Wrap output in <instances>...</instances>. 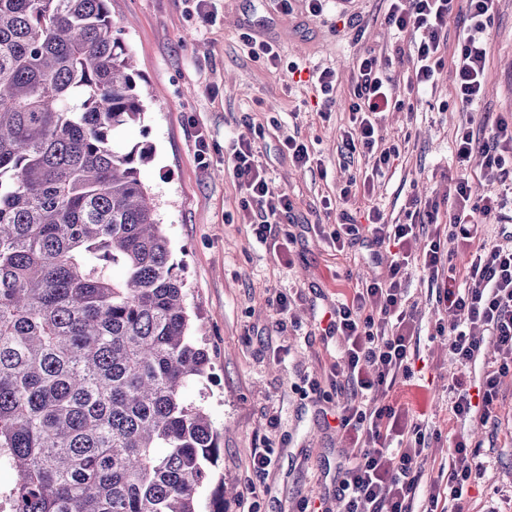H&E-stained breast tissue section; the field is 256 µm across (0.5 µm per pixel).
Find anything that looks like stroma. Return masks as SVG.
Listing matches in <instances>:
<instances>
[{
	"instance_id": "1",
	"label": "stroma",
	"mask_w": 512,
	"mask_h": 512,
	"mask_svg": "<svg viewBox=\"0 0 512 512\" xmlns=\"http://www.w3.org/2000/svg\"><path fill=\"white\" fill-rule=\"evenodd\" d=\"M290 4L285 13L278 0H209L211 20L204 23L193 0H109L145 106L141 122L115 130L114 143L123 150L137 143L153 149L140 179L185 283L192 332L210 358L205 376L186 395L202 402L219 434L212 484L238 491L225 500L224 512H300L316 496L325 512H338L336 461L353 450L323 418L340 395L336 342L320 321L337 294L386 278L389 270L361 249L338 253L319 229L373 206L388 223H420L416 200L453 211L459 172L452 142L471 114L455 102L452 67L423 94L411 91L413 46L387 24L388 0H354L345 14L336 0H324L316 16L306 0ZM254 41L275 43L277 64L254 57ZM487 49L484 92L474 110L480 116L474 130L483 140L498 118L512 117V0H496ZM366 53L386 65L393 98L407 105L380 118L379 134L399 156L371 180L365 177L371 159L350 154L342 142L354 99L353 63ZM324 69L337 78L330 104L314 80ZM200 134L208 143L203 162ZM238 137L252 142L272 189L293 201L264 244L242 222L243 193L224 163ZM289 137L308 146L307 167L289 161ZM406 286L422 320L418 373L387 400L423 413L438 433L425 478L437 477L449 438L465 437L479 452L466 512H512V376L501 382L494 420L483 426L450 421L448 403L461 372L432 335L436 288L415 268ZM278 292L290 302L284 316L268 304ZM263 450L271 464L262 472L253 457Z\"/></svg>"
}]
</instances>
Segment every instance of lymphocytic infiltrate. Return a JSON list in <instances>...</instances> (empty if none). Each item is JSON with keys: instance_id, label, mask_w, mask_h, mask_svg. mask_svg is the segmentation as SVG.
<instances>
[{"instance_id": "lymphocytic-infiltrate-1", "label": "lymphocytic infiltrate", "mask_w": 512, "mask_h": 512, "mask_svg": "<svg viewBox=\"0 0 512 512\" xmlns=\"http://www.w3.org/2000/svg\"><path fill=\"white\" fill-rule=\"evenodd\" d=\"M456 2L389 0L386 21L413 43L412 92H423L449 63L455 72L456 99L468 109L478 104L483 92L494 0H466L468 24L452 46L448 18ZM354 69L352 126L344 143L350 152L374 155L373 167L379 170L399 151L393 147L376 151L378 116L403 108L404 103L393 98L391 78L376 56L356 58ZM453 154L460 171L454 183L453 223H443L434 202L428 205L423 224L388 223L373 207L365 223L349 219L329 233L337 251L361 245L372 260L387 262L390 270L387 280L362 286L352 299L337 301L325 328L338 345L336 385L347 390L336 405V424L357 449L355 456L336 463L340 512H414V501L421 494L428 503L426 512H438L448 498L456 502L453 512H463L461 500L478 456L475 447L455 438L447 478L424 480L431 438L425 422L408 407L384 401L397 383L415 375L420 330L403 285L409 266L421 267L438 289L434 330L446 336L448 353L456 363L475 366L488 341L496 351L474 388L458 392L450 407L453 418L488 423L502 378L512 376V232H503L501 242L493 245L477 240L479 224L501 216L507 201L496 194L474 198L468 177L476 168L494 175L512 173V120H497L486 141L476 139L469 126L459 127ZM226 162L244 189L241 208L246 217L254 218L256 238L266 241L273 224L292 210V199L271 189L250 142L232 143ZM461 241L471 249V259L462 270L455 263Z\"/></svg>"}]
</instances>
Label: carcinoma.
<instances>
[{
  "mask_svg": "<svg viewBox=\"0 0 512 512\" xmlns=\"http://www.w3.org/2000/svg\"><path fill=\"white\" fill-rule=\"evenodd\" d=\"M108 0H0V448L15 512H199L209 357L139 178ZM120 267L117 279L113 269Z\"/></svg>",
  "mask_w": 512,
  "mask_h": 512,
  "instance_id": "1",
  "label": "carcinoma"
}]
</instances>
